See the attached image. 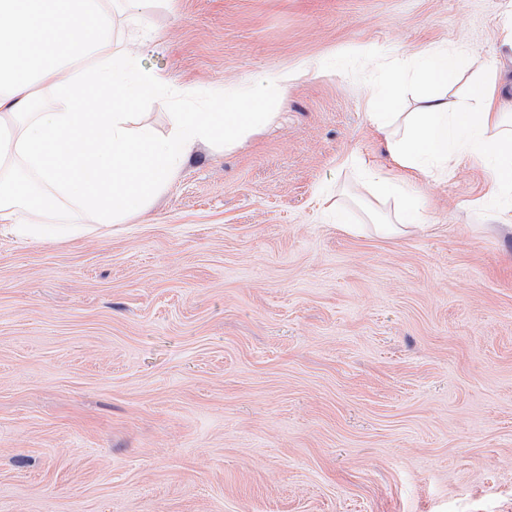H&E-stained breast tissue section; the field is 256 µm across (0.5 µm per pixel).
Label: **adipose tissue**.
Wrapping results in <instances>:
<instances>
[{"label":"adipose tissue","instance_id":"adipose-tissue-1","mask_svg":"<svg viewBox=\"0 0 512 512\" xmlns=\"http://www.w3.org/2000/svg\"><path fill=\"white\" fill-rule=\"evenodd\" d=\"M457 57L430 50L413 68L400 71L396 83L417 76L427 80V90L418 111L399 117L395 112H374L370 120L382 135L390 167L364 170L371 196L395 198L388 223L378 225L379 234L402 235L425 228L427 205L411 194L422 179L443 178L464 158L482 161L495 176L492 202L499 207L503 224L512 223V131L506 127V112L495 80L477 90V110L448 107L445 88L454 77Z\"/></svg>","mask_w":512,"mask_h":512}]
</instances>
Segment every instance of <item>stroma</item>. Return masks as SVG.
<instances>
[{
  "label": "stroma",
  "instance_id": "stroma-1",
  "mask_svg": "<svg viewBox=\"0 0 512 512\" xmlns=\"http://www.w3.org/2000/svg\"><path fill=\"white\" fill-rule=\"evenodd\" d=\"M512 0H165L144 62L176 91L287 74L278 116L199 146L147 214L44 243L0 234V512H512V230L470 160L418 183L430 228L358 163L373 90L465 49ZM357 233L323 218L321 193Z\"/></svg>",
  "mask_w": 512,
  "mask_h": 512
}]
</instances>
